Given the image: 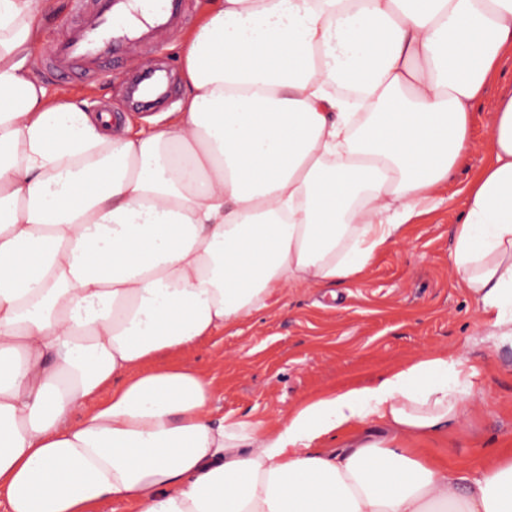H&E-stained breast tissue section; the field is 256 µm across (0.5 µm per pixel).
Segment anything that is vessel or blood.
I'll use <instances>...</instances> for the list:
<instances>
[{"mask_svg":"<svg viewBox=\"0 0 512 512\" xmlns=\"http://www.w3.org/2000/svg\"><path fill=\"white\" fill-rule=\"evenodd\" d=\"M130 0H75L77 15L65 34L55 40L43 62L51 72L67 77L70 68L84 66L93 73L107 72L114 58L125 56L130 44L152 41L157 32L171 28L184 12L185 0H160L153 21L114 33L115 18Z\"/></svg>","mask_w":512,"mask_h":512,"instance_id":"vessel-or-blood-1","label":"vessel or blood"}]
</instances>
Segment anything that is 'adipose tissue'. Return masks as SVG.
I'll return each instance as SVG.
<instances>
[{
  "mask_svg": "<svg viewBox=\"0 0 512 512\" xmlns=\"http://www.w3.org/2000/svg\"><path fill=\"white\" fill-rule=\"evenodd\" d=\"M53 0H0V497L8 512H512V448L464 477L417 454L469 413L460 352L218 417L173 362L362 273L469 158L512 0H218L164 125L112 129L30 60ZM448 260L512 343V80ZM111 396L86 410L103 388Z\"/></svg>",
  "mask_w": 512,
  "mask_h": 512,
  "instance_id": "obj_1",
  "label": "adipose tissue"
}]
</instances>
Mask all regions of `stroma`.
Segmentation results:
<instances>
[{"mask_svg":"<svg viewBox=\"0 0 512 512\" xmlns=\"http://www.w3.org/2000/svg\"><path fill=\"white\" fill-rule=\"evenodd\" d=\"M214 0H186L182 23L158 42L138 46L111 76L64 81L40 64L32 70L49 93L66 92L90 113L149 127L176 111L183 96L177 43ZM489 86L469 131L470 156L439 190L437 206L406 225L356 279L328 290L285 289L275 308L181 353L183 363L215 379L218 414L274 426L304 399L367 385L390 369L436 351H461L475 367V409L460 429L428 442L431 454L469 466L512 446V345L487 341L480 312L448 263L466 188L491 160Z\"/></svg>","mask_w":512,"mask_h":512,"instance_id":"1","label":"stroma"}]
</instances>
